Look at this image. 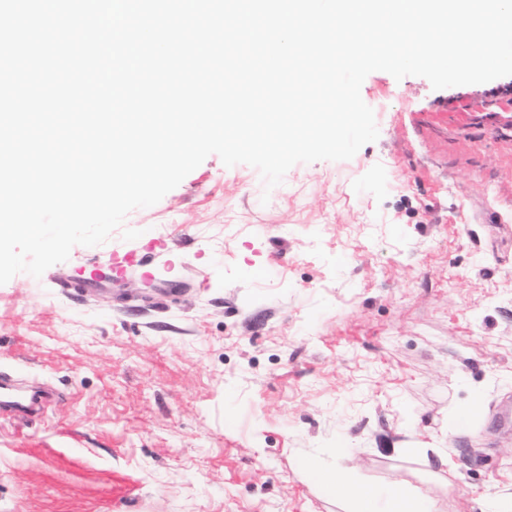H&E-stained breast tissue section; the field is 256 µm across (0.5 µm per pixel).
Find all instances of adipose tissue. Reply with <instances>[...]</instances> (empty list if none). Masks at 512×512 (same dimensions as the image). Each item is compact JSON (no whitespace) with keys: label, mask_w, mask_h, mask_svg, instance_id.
<instances>
[{"label":"adipose tissue","mask_w":512,"mask_h":512,"mask_svg":"<svg viewBox=\"0 0 512 512\" xmlns=\"http://www.w3.org/2000/svg\"><path fill=\"white\" fill-rule=\"evenodd\" d=\"M302 468L323 496L347 491L356 505L355 512H437L432 499L399 482L365 486L355 481L349 468L339 463H326L316 455L307 456Z\"/></svg>","instance_id":"adipose-tissue-1"}]
</instances>
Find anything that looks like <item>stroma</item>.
I'll return each instance as SVG.
<instances>
[{
    "label": "stroma",
    "mask_w": 512,
    "mask_h": 512,
    "mask_svg": "<svg viewBox=\"0 0 512 512\" xmlns=\"http://www.w3.org/2000/svg\"><path fill=\"white\" fill-rule=\"evenodd\" d=\"M488 89L372 72L353 158L268 191L209 155L128 214L138 239L0 285V371L49 394L0 414V512H351L302 469L342 445L365 484L512 512V103ZM116 251L145 267L57 287Z\"/></svg>",
    "instance_id": "35a3bbf8"
}]
</instances>
